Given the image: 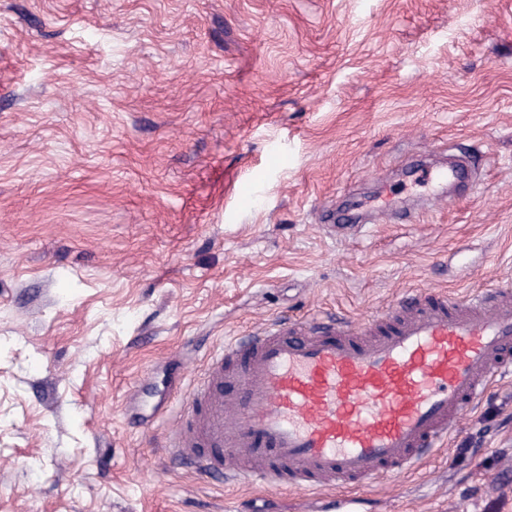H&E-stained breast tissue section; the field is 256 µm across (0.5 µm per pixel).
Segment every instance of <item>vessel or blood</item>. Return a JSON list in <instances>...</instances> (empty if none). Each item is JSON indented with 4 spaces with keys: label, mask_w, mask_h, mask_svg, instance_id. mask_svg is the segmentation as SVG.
Here are the masks:
<instances>
[{
    "label": "vessel or blood",
    "mask_w": 512,
    "mask_h": 512,
    "mask_svg": "<svg viewBox=\"0 0 512 512\" xmlns=\"http://www.w3.org/2000/svg\"><path fill=\"white\" fill-rule=\"evenodd\" d=\"M376 325L368 341L334 318L235 339L192 389L174 458L273 490L372 480L411 468L495 376L512 371L511 288L462 300L430 290Z\"/></svg>",
    "instance_id": "1"
}]
</instances>
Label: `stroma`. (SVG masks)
<instances>
[{
  "label": "stroma",
  "instance_id": "1",
  "mask_svg": "<svg viewBox=\"0 0 512 512\" xmlns=\"http://www.w3.org/2000/svg\"><path fill=\"white\" fill-rule=\"evenodd\" d=\"M509 282L512 0H0V512H512V373L370 482L166 448L236 337Z\"/></svg>",
  "mask_w": 512,
  "mask_h": 512
}]
</instances>
